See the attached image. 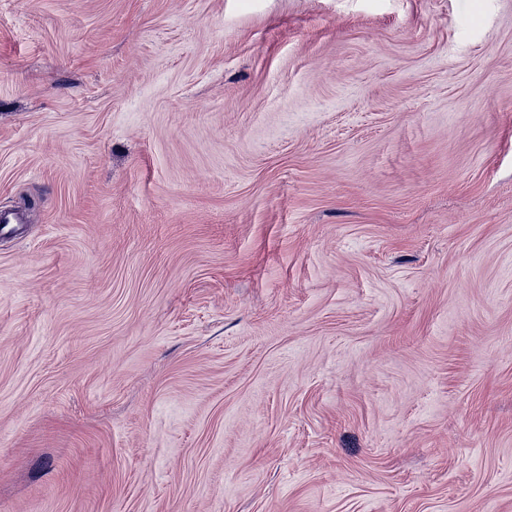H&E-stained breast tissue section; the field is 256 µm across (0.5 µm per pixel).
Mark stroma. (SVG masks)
<instances>
[{"label":"stroma","mask_w":512,"mask_h":512,"mask_svg":"<svg viewBox=\"0 0 512 512\" xmlns=\"http://www.w3.org/2000/svg\"><path fill=\"white\" fill-rule=\"evenodd\" d=\"M0 512H512V0H0Z\"/></svg>","instance_id":"35a3bbf8"}]
</instances>
